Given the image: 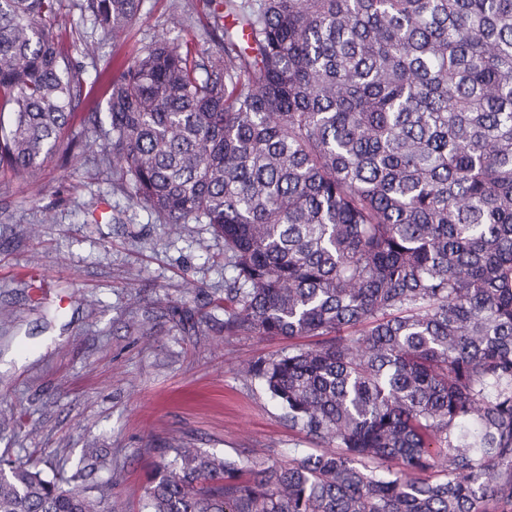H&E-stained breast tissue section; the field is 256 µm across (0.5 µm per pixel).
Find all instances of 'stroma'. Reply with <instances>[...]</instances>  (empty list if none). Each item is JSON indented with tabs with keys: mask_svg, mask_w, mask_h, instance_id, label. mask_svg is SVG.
<instances>
[{
	"mask_svg": "<svg viewBox=\"0 0 512 512\" xmlns=\"http://www.w3.org/2000/svg\"><path fill=\"white\" fill-rule=\"evenodd\" d=\"M174 28L171 0H143L112 37L60 0L57 30L98 41L119 63L159 36L200 52L216 43L205 0ZM102 133L74 123L64 141L93 149L46 160L31 178L0 168V457L71 475L85 451L84 487L111 483L127 512H144L164 449L190 445L239 460L308 448L299 428L245 373L288 349L279 337L224 331V241L205 224L156 223L112 188ZM144 322L132 332L131 319Z\"/></svg>",
	"mask_w": 512,
	"mask_h": 512,
	"instance_id": "35a3bbf8",
	"label": "stroma"
}]
</instances>
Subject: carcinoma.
<instances>
[{"instance_id": "1", "label": "carcinoma", "mask_w": 512, "mask_h": 512, "mask_svg": "<svg viewBox=\"0 0 512 512\" xmlns=\"http://www.w3.org/2000/svg\"><path fill=\"white\" fill-rule=\"evenodd\" d=\"M143 0H76L114 35ZM57 0H0V166L63 150ZM220 49L112 76L113 187L224 239V331L320 337L247 370L316 451L183 446L147 512H512V0H222ZM0 461V512H125Z\"/></svg>"}]
</instances>
